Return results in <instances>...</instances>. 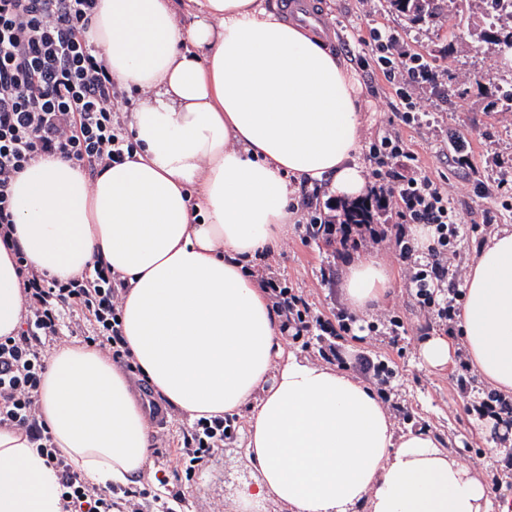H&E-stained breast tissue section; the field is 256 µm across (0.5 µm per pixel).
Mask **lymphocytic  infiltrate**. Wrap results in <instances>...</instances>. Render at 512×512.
I'll list each match as a JSON object with an SVG mask.
<instances>
[{
  "mask_svg": "<svg viewBox=\"0 0 512 512\" xmlns=\"http://www.w3.org/2000/svg\"><path fill=\"white\" fill-rule=\"evenodd\" d=\"M97 0H0V243L14 252L24 278V303L17 335L0 337V427L23 431L54 468L64 512H177L180 491L115 493L82 478L58 452L40 413L39 388L53 347L73 337L96 345L129 373H136L119 319L127 291L124 279L103 258L93 270L65 282L29 266L14 236L13 178L33 162L59 157L96 173L123 162L131 152L119 117L120 91L100 49L85 38ZM369 56L395 85L400 126L419 119L416 88L439 84L442 73L422 55L401 50L395 33L373 31ZM369 152L371 194L394 206L397 223L343 224L336 216L312 213L307 235L337 242L341 254L387 244L405 270L410 297L429 326L456 333L462 293L449 275L459 255L462 219L442 185L422 173L398 130L374 140ZM432 231L429 244L412 237L414 225ZM269 296L284 337H315L318 354L338 361V341L350 335L356 315L346 307L326 316L299 289L250 271ZM459 392L469 396L479 418L512 414V402L496 392L474 396L475 379L464 350H457L453 373ZM229 416L202 417L183 432L176 478H193L233 433Z\"/></svg>",
  "mask_w": 512,
  "mask_h": 512,
  "instance_id": "lymphocytic-infiltrate-1",
  "label": "lymphocytic infiltrate"
}]
</instances>
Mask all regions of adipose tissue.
<instances>
[{
  "instance_id": "obj_1",
  "label": "adipose tissue",
  "mask_w": 512,
  "mask_h": 512,
  "mask_svg": "<svg viewBox=\"0 0 512 512\" xmlns=\"http://www.w3.org/2000/svg\"><path fill=\"white\" fill-rule=\"evenodd\" d=\"M86 38L114 80L140 97L126 117L130 159L95 177L45 158L12 184L29 263L66 280L103 257L128 284L126 345L155 394L189 419L249 408L256 472L238 512H488V482L423 432L395 436L375 392L297 359L250 274L288 235L291 177L328 180L354 200L358 84L303 23L265 0H98ZM342 282L356 310L388 289L378 261L352 256ZM23 305L16 259L0 244V337ZM460 338L419 348L471 366L512 393V226L477 251L464 282ZM41 412L73 469L105 486L154 479L149 424L127 374L82 343L56 348ZM0 512H62L58 480L21 431L0 428Z\"/></svg>"
}]
</instances>
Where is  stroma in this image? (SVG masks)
<instances>
[{"instance_id": "stroma-1", "label": "stroma", "mask_w": 512, "mask_h": 512, "mask_svg": "<svg viewBox=\"0 0 512 512\" xmlns=\"http://www.w3.org/2000/svg\"><path fill=\"white\" fill-rule=\"evenodd\" d=\"M374 5L369 13L361 0L317 3L321 25L316 35L347 64L359 85L358 105L364 114L360 161L364 168L373 167L370 143L389 129L398 104L395 90L382 72L364 64V42L371 30L386 29L398 35L403 50L425 55L446 75L441 86L416 90L422 119L401 127L400 134L419 168L444 181L464 224L479 225V233L464 242L463 259L471 261L482 240L499 226L512 225V208L503 204L512 197V114L499 111L495 105L503 79L512 76V58L502 55L497 45L479 39L484 27L479 10H471L462 22L453 25L444 19L414 24L389 10L385 0H375ZM456 137L468 147L467 165L456 160L452 146ZM306 222V210L294 213L287 239L261 262L288 285L304 289L310 302L328 314L346 304L339 288L346 260L338 255L335 243L306 237ZM367 255L383 264L389 276L390 289L381 310L398 312L409 331L395 345L385 336L371 343L345 338L341 345L346 361L340 364V371L354 374L352 359L360 351L386 361L392 370V399L410 413L406 420L395 417L396 435L428 433L460 464L496 479L497 488L489 492L490 512H501L504 504H512V470L500 464L503 450L491 423L467 415L451 369L430 367L419 356L425 321L413 306L404 272L387 246L368 250ZM325 268L334 271V280L322 281ZM247 417L244 411L236 414L234 431L223 448L192 480L181 483L189 512H208L215 502L222 505L223 512H234L237 487L255 477L244 454ZM189 425L188 418L176 416L151 439L150 458L159 478H171L178 440Z\"/></svg>"}]
</instances>
